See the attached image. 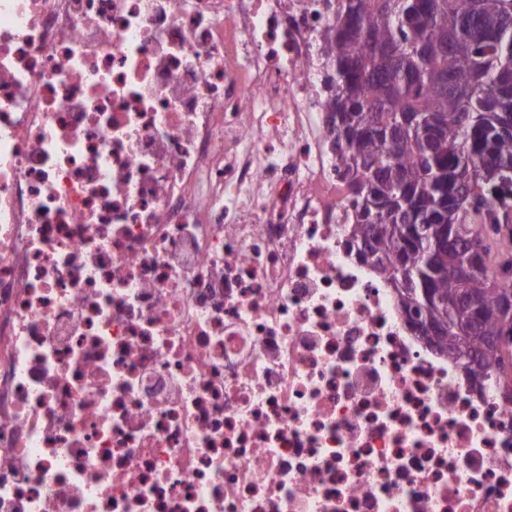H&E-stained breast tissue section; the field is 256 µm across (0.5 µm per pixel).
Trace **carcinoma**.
Segmentation results:
<instances>
[{
	"label": "carcinoma",
	"instance_id": "1",
	"mask_svg": "<svg viewBox=\"0 0 512 512\" xmlns=\"http://www.w3.org/2000/svg\"><path fill=\"white\" fill-rule=\"evenodd\" d=\"M512 0H337L324 36L348 233L419 336L473 379L512 352ZM448 35V47L436 41ZM435 333L434 299L456 306Z\"/></svg>",
	"mask_w": 512,
	"mask_h": 512
}]
</instances>
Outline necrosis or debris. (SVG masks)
Masks as SVG:
<instances>
[{"mask_svg": "<svg viewBox=\"0 0 512 512\" xmlns=\"http://www.w3.org/2000/svg\"><path fill=\"white\" fill-rule=\"evenodd\" d=\"M334 0H0V512H512V378L347 234Z\"/></svg>", "mask_w": 512, "mask_h": 512, "instance_id": "4bbe7bcc", "label": "necrosis or debris"}]
</instances>
